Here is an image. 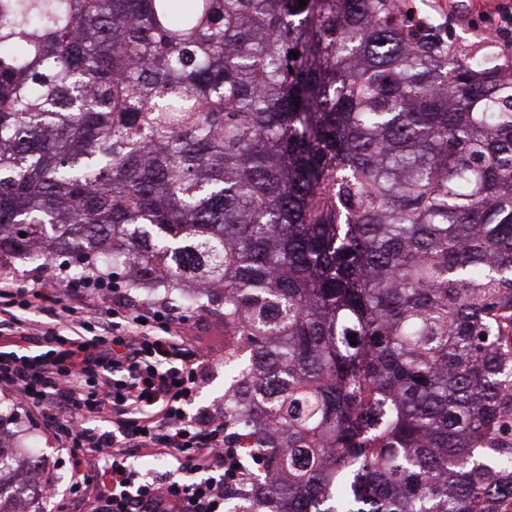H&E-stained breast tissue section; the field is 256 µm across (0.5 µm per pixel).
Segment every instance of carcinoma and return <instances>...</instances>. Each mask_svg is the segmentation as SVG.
<instances>
[{"instance_id": "1", "label": "carcinoma", "mask_w": 512, "mask_h": 512, "mask_svg": "<svg viewBox=\"0 0 512 512\" xmlns=\"http://www.w3.org/2000/svg\"><path fill=\"white\" fill-rule=\"evenodd\" d=\"M172 2L0 0V274L197 291L250 512H512V62L409 0Z\"/></svg>"}]
</instances>
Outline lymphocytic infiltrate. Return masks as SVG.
Listing matches in <instances>:
<instances>
[{
	"instance_id": "1",
	"label": "lymphocytic infiltrate",
	"mask_w": 512,
	"mask_h": 512,
	"mask_svg": "<svg viewBox=\"0 0 512 512\" xmlns=\"http://www.w3.org/2000/svg\"><path fill=\"white\" fill-rule=\"evenodd\" d=\"M183 322L76 283L0 277V388L37 413L75 460L81 512H218L224 416L188 414L211 367L184 349ZM164 470L143 474L132 457Z\"/></svg>"
}]
</instances>
